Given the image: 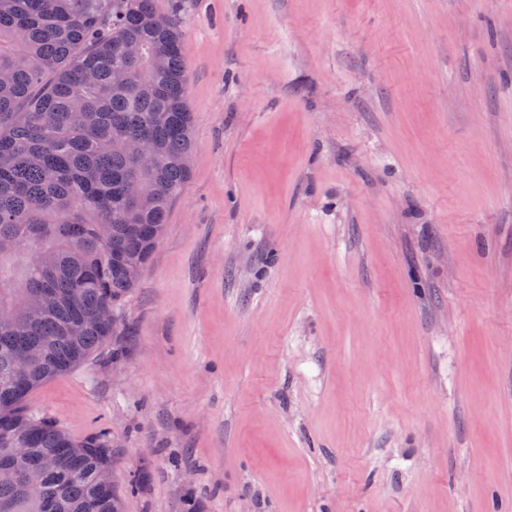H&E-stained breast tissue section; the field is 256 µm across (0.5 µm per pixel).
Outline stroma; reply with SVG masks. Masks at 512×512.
<instances>
[{
    "label": "stroma",
    "mask_w": 512,
    "mask_h": 512,
    "mask_svg": "<svg viewBox=\"0 0 512 512\" xmlns=\"http://www.w3.org/2000/svg\"><path fill=\"white\" fill-rule=\"evenodd\" d=\"M191 177L28 408L126 512H512V0H155Z\"/></svg>",
    "instance_id": "obj_1"
}]
</instances>
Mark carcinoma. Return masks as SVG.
Returning a JSON list of instances; mask_svg holds the SVG:
<instances>
[{"label": "carcinoma", "mask_w": 512, "mask_h": 512, "mask_svg": "<svg viewBox=\"0 0 512 512\" xmlns=\"http://www.w3.org/2000/svg\"><path fill=\"white\" fill-rule=\"evenodd\" d=\"M182 39V22L153 0H0V248L30 245L0 255V304L29 300L21 334L0 324V424L25 425L36 459L65 456L36 487L1 482L0 512H121L98 479L112 469L110 435L75 439L25 401L113 335L116 322L96 316L134 288L128 261H149L190 179ZM129 43L140 56L125 55ZM45 341L51 358L6 385L13 350Z\"/></svg>", "instance_id": "carcinoma-1"}]
</instances>
